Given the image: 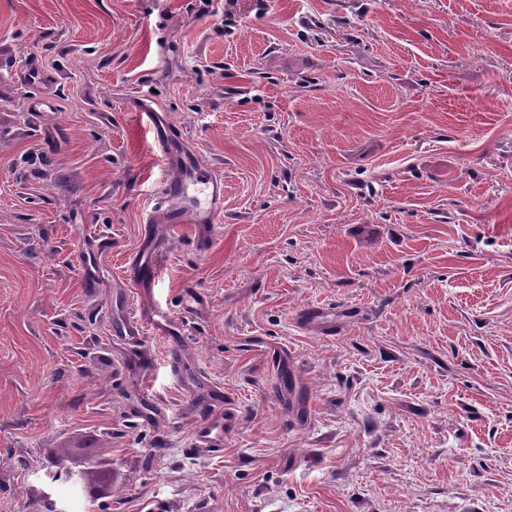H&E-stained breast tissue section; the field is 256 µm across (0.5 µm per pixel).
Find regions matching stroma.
Masks as SVG:
<instances>
[{"label": "stroma", "instance_id": "35a3bbf8", "mask_svg": "<svg viewBox=\"0 0 512 512\" xmlns=\"http://www.w3.org/2000/svg\"><path fill=\"white\" fill-rule=\"evenodd\" d=\"M32 57L56 111L26 109ZM145 110L224 212L205 247L157 224L143 292L174 175ZM157 313L179 341L114 336ZM90 443L117 473L94 505L56 484L70 512H512V0H0V512ZM154 115L139 112L137 117L161 156L166 161L173 159L181 172L161 185L156 207L145 222L141 249L126 267L127 282L140 287L154 281L157 259L167 251V242L154 233L150 224H156L161 217L169 224H216L224 209V181L199 162L178 127L155 123ZM89 238L90 244L87 252V258L84 261L83 272L90 288H101L104 282L101 281L97 275L94 261L99 253L109 248V244L106 240L102 239L91 230L89 231ZM211 408L203 412L193 431L195 448L219 452L224 449V438L234 426L235 413L224 408L222 390H215Z\"/></svg>", "mask_w": 512, "mask_h": 512}]
</instances>
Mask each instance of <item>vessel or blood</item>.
<instances>
[{"label":"vessel or blood","mask_w":512,"mask_h":512,"mask_svg":"<svg viewBox=\"0 0 512 512\" xmlns=\"http://www.w3.org/2000/svg\"><path fill=\"white\" fill-rule=\"evenodd\" d=\"M25 83L37 89L36 97L27 101L31 112H53L58 106V92H44L46 75L36 61H29L23 71ZM139 122L151 135L153 143L164 159L174 160L180 168L177 177L167 179L161 185L156 207L149 214L144 227L140 250L131 257L125 271L127 282L144 286L154 281L157 260L167 251V243L158 237L153 225L158 219L171 224H213L224 209V182L210 168L201 164L196 154L187 147L181 130L170 124L154 122L152 113L142 112ZM109 244L98 235H91L83 272L90 287H101L95 259L108 249ZM235 414L225 408L222 391H215L211 408L204 411L193 431L197 448L218 452L224 448V438L234 426Z\"/></svg>","instance_id":"obj_1"}]
</instances>
